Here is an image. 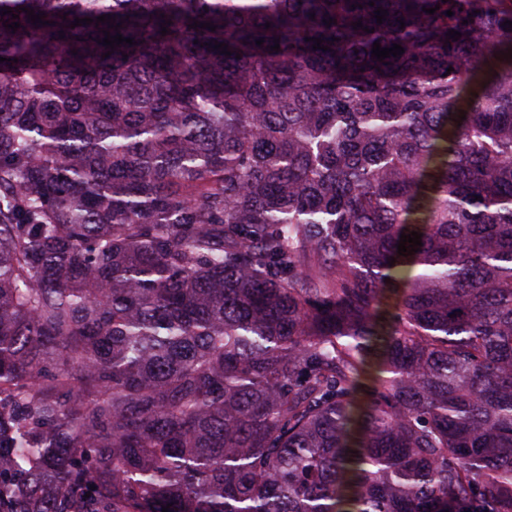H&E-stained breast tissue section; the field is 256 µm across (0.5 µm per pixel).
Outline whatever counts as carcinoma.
I'll return each mask as SVG.
<instances>
[{
	"instance_id": "carcinoma-1",
	"label": "carcinoma",
	"mask_w": 512,
	"mask_h": 512,
	"mask_svg": "<svg viewBox=\"0 0 512 512\" xmlns=\"http://www.w3.org/2000/svg\"><path fill=\"white\" fill-rule=\"evenodd\" d=\"M507 20L0 0V512H512Z\"/></svg>"
}]
</instances>
